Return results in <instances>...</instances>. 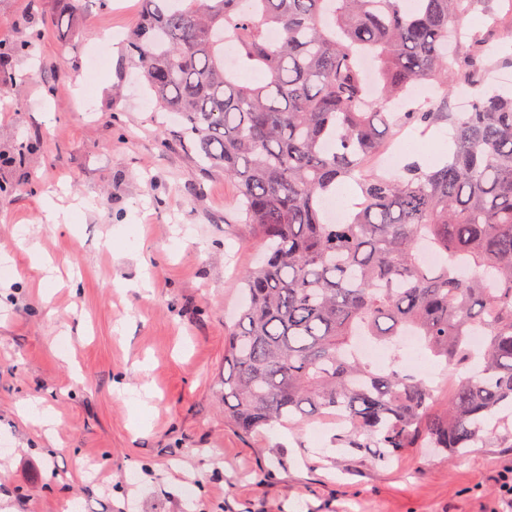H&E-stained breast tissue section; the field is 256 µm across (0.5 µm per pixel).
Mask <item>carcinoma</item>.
<instances>
[{
	"instance_id": "carcinoma-1",
	"label": "carcinoma",
	"mask_w": 512,
	"mask_h": 512,
	"mask_svg": "<svg viewBox=\"0 0 512 512\" xmlns=\"http://www.w3.org/2000/svg\"><path fill=\"white\" fill-rule=\"evenodd\" d=\"M140 2L130 58L198 165L237 183L266 242L241 273L224 416L249 433L338 415L380 460L421 432L450 463L467 453L512 407V94L481 93L467 112L408 100L418 83L448 93L462 62L483 68V39H456V24L495 16L491 0ZM414 122L450 127L448 160L367 173L386 135ZM349 185L362 203L333 222L323 202ZM408 333L458 375L441 414L401 365ZM361 337L388 364L361 360Z\"/></svg>"
}]
</instances>
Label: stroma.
<instances>
[{"label": "stroma", "instance_id": "1", "mask_svg": "<svg viewBox=\"0 0 512 512\" xmlns=\"http://www.w3.org/2000/svg\"><path fill=\"white\" fill-rule=\"evenodd\" d=\"M140 0H0V43L26 46L0 72V512H512V410L495 436L456 461L406 448L374 461L316 419L287 433L241 432L224 418L225 339L241 308L238 278L260 258L239 188L202 170L159 112L124 40ZM484 60L512 88V26L477 13ZM109 61L93 109L78 101L99 35ZM32 144L14 161L17 145ZM76 203L70 225L43 224L46 191ZM36 235L57 269L26 252ZM73 339L69 350L61 338ZM151 385L137 428L115 386ZM33 401L50 429L24 420ZM93 459L98 476L81 467Z\"/></svg>", "mask_w": 512, "mask_h": 512}]
</instances>
